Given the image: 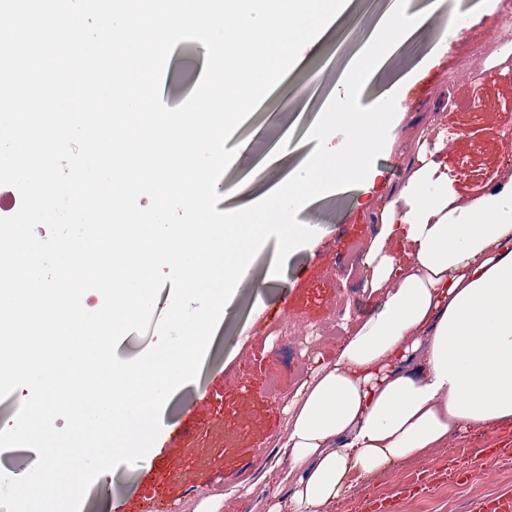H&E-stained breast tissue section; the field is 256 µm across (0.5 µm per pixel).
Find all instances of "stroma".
<instances>
[{"label": "stroma", "instance_id": "obj_1", "mask_svg": "<svg viewBox=\"0 0 512 512\" xmlns=\"http://www.w3.org/2000/svg\"><path fill=\"white\" fill-rule=\"evenodd\" d=\"M496 35L495 18L484 10L471 16L462 36L436 51L438 31L413 33L363 88L361 103L383 98L402 77L413 86L400 115V135L386 144L374 163L377 177L370 187L360 185L318 197L297 214L315 234L287 258L281 275L268 278L276 255L275 239H268L255 258L249 280L239 284L226 305L195 382L177 389L166 402L160 442L152 448L150 466L119 465L106 483H93L81 512H143L154 501L160 512H195L199 502L243 480L253 481L250 500L231 499L229 512H263V503L276 490L262 479L268 459L287 425L285 407L313 365L314 358L333 360L350 331L371 315L379 296L373 293L364 256L383 231L377 213L419 164L422 134L437 125L456 133V147L442 159L452 188L469 199L486 188L512 178L505 156L512 150L502 138L512 129V77L496 74L481 88L451 78L459 64L481 57L483 39ZM362 38L346 40L337 28L321 41L315 58L293 71L267 104L236 134L237 140L262 132L264 147L276 143L284 131L304 137L318 119L326 99L359 55ZM202 45L177 43L166 63L162 100L167 107L182 104L198 85L205 69ZM480 96V109L450 110L448 103ZM479 143L471 162L482 179L461 177L462 145ZM339 317L340 333L319 335L324 321ZM277 377L279 391H271L269 377ZM488 435L449 439L428 457L397 463L391 470L355 485L339 512H359L367 498L389 497L395 488L425 469L435 482L426 492L399 501L396 512H469L474 499L512 493V469L495 463L473 467L468 482L447 475L449 460L467 449L486 445Z\"/></svg>", "mask_w": 512, "mask_h": 512}]
</instances>
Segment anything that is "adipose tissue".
Returning <instances> with one entry per match:
<instances>
[{"label": "adipose tissue", "mask_w": 512, "mask_h": 512, "mask_svg": "<svg viewBox=\"0 0 512 512\" xmlns=\"http://www.w3.org/2000/svg\"><path fill=\"white\" fill-rule=\"evenodd\" d=\"M444 148L380 210L403 250L368 251L376 312L292 395L267 512H331L362 477L512 427V180L460 201Z\"/></svg>", "instance_id": "adipose-tissue-1"}]
</instances>
